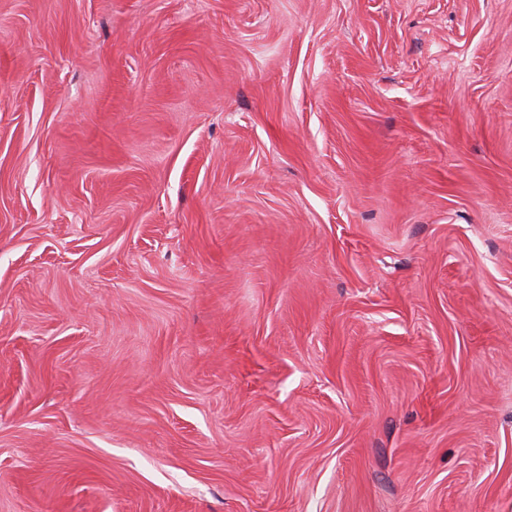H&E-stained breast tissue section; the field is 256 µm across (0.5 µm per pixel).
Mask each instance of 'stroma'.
<instances>
[{"label": "stroma", "instance_id": "stroma-1", "mask_svg": "<svg viewBox=\"0 0 512 512\" xmlns=\"http://www.w3.org/2000/svg\"><path fill=\"white\" fill-rule=\"evenodd\" d=\"M0 512H512V0H0Z\"/></svg>", "mask_w": 512, "mask_h": 512}]
</instances>
